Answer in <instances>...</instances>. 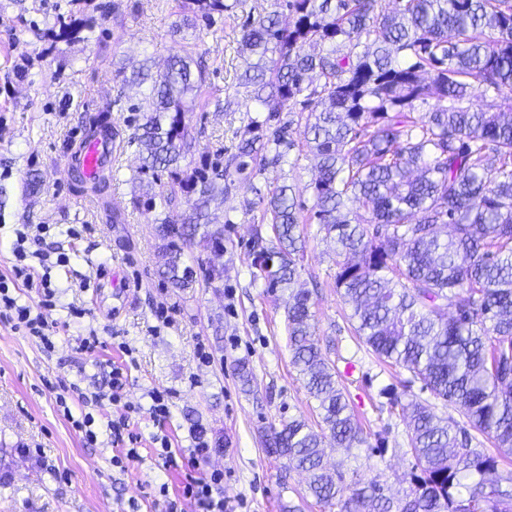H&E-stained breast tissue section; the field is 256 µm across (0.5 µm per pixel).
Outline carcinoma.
Listing matches in <instances>:
<instances>
[{"label":"carcinoma","instance_id":"obj_1","mask_svg":"<svg viewBox=\"0 0 512 512\" xmlns=\"http://www.w3.org/2000/svg\"><path fill=\"white\" fill-rule=\"evenodd\" d=\"M174 32L210 24L239 0H184ZM293 23L274 13L247 18L240 76L256 111L237 152L196 150L202 131L189 114L206 81L203 57L175 54L164 70L148 63L126 74L119 93L138 88L143 122L123 136L110 109L89 124L119 150L138 149L133 204L155 213L162 275L193 287L185 249L224 251V224L211 203L234 177H253L296 147L294 122L317 171L309 214L290 185L255 190L261 223L249 256L267 292L288 291L291 363L318 401L322 432L292 418L266 435L285 469L308 473V493L340 512H512V474L486 475L512 457V112L472 111L481 86L512 102V0H287ZM52 41L91 43L95 26L74 11L46 23ZM426 112L414 116L422 106ZM296 117L283 119L281 112ZM354 207H349L348 203ZM187 209L180 210L181 205ZM319 224L334 244L335 284L356 334L385 362L410 374L460 419L414 402L407 434L414 463L404 498L376 480L345 483L323 465V431L339 448L369 445L353 417L340 373L312 332L311 292L296 288L305 239ZM478 442L480 447L473 446ZM489 442L494 452L481 447Z\"/></svg>","mask_w":512,"mask_h":512}]
</instances>
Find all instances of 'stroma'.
Listing matches in <instances>:
<instances>
[{"label": "stroma", "mask_w": 512, "mask_h": 512, "mask_svg": "<svg viewBox=\"0 0 512 512\" xmlns=\"http://www.w3.org/2000/svg\"><path fill=\"white\" fill-rule=\"evenodd\" d=\"M65 0H0V278L11 275L15 257L14 230L21 224H44L42 240L28 242L31 251L66 254L69 262L51 270L60 300L46 311L59 322L52 350L0 324V512H165L163 497L154 490L167 485L181 490L189 470L183 455L197 441L210 453L197 470L205 476L224 473V496L241 500L238 512H325L307 491V476L287 471L280 458L269 455L263 436L290 418L317 425L318 403L291 365L285 322L287 293H267L254 279L249 245L261 219L249 208L256 190L293 185L305 206H312L311 184L316 172L309 156L290 152L286 162L249 180L235 181L223 201L230 223L224 230V280L179 290L163 283L154 215L132 204L138 165L134 149L112 163V191L100 198L76 186L64 163L85 130L86 116L110 109L113 125L125 126V104L111 106L113 76L119 67L133 68L144 57L156 66L179 48L205 57L206 82L191 115L204 128L200 148L233 152L243 138L255 109L238 77L246 61L237 42L247 16L278 12L282 22L292 15L286 0H243L215 20L176 36V0H114L115 10L102 17L101 0H83L80 17L92 19L100 44H57L41 38L36 23L53 16ZM228 102L217 110V102ZM36 190H27L30 178ZM122 214L107 221L109 211ZM305 253L300 287L312 294V325L323 352L336 366H358L343 386L353 414L369 442H382L384 456L367 449L344 450L324 441L327 465H342L346 475L377 480L390 492L408 486L414 459L409 451L406 416L413 401H432L437 415H454L453 407L432 400L419 386H408V372L379 361L355 334L334 284L333 246L317 225L304 227ZM87 309L82 319L68 317V306ZM167 307L169 323L157 312ZM95 328L104 341L95 353H77L75 339ZM209 362H201L198 345ZM135 365H126L125 348ZM126 366L129 382L125 402L139 406L134 419L140 434L139 456L116 467L117 445L104 433L107 418L97 415L101 434L86 445L81 432L63 416L57 393L78 383L102 384L106 366ZM252 374L243 385L240 366ZM395 388L397 405L382 390ZM152 390H171L175 398L164 418H151L147 408ZM167 437L176 458L166 464L155 452L154 436Z\"/></svg>", "instance_id": "1"}]
</instances>
